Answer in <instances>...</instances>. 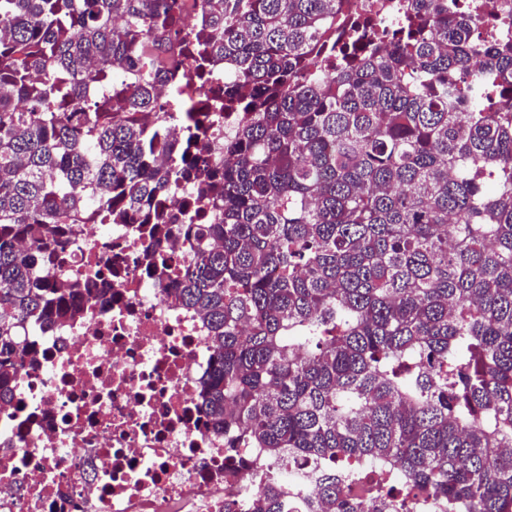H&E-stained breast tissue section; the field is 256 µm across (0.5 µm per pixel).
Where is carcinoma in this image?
<instances>
[{
  "label": "carcinoma",
  "mask_w": 512,
  "mask_h": 512,
  "mask_svg": "<svg viewBox=\"0 0 512 512\" xmlns=\"http://www.w3.org/2000/svg\"><path fill=\"white\" fill-rule=\"evenodd\" d=\"M187 3L0 0V400L21 331L101 289L57 284L64 235H166L150 205L191 170L211 223L178 226L169 296L207 321L226 457L311 462L307 512H383L343 485L371 458L442 512H512V0H400L339 48L344 0ZM226 112L219 166L192 142Z\"/></svg>",
  "instance_id": "obj_1"
}]
</instances>
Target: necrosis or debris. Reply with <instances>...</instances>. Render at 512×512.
Returning a JSON list of instances; mask_svg holds the SVG:
<instances>
[{
	"instance_id": "obj_1",
	"label": "necrosis or debris",
	"mask_w": 512,
	"mask_h": 512,
	"mask_svg": "<svg viewBox=\"0 0 512 512\" xmlns=\"http://www.w3.org/2000/svg\"><path fill=\"white\" fill-rule=\"evenodd\" d=\"M145 224H91L68 238L55 275L108 266L105 294L76 320L28 330L36 353L0 400V512H224L276 471L248 450L224 463V435L201 403L213 353L203 316L174 304L161 270L186 265L189 242L171 231L151 242ZM389 464L346 478L355 498L391 505ZM317 490L312 465H288L291 512Z\"/></svg>"
}]
</instances>
